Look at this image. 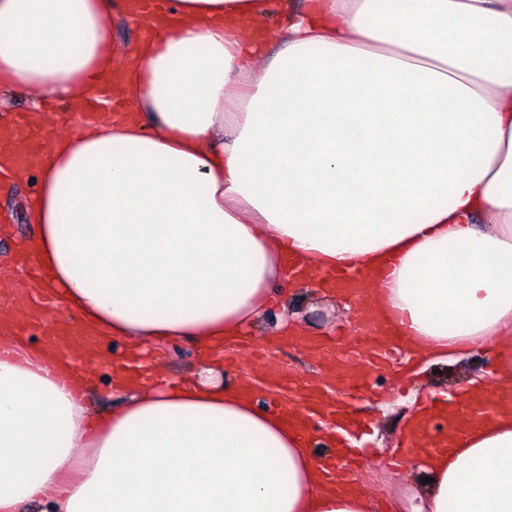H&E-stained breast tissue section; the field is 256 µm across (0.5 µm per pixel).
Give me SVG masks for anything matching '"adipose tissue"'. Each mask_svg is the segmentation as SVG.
<instances>
[{
	"mask_svg": "<svg viewBox=\"0 0 512 512\" xmlns=\"http://www.w3.org/2000/svg\"><path fill=\"white\" fill-rule=\"evenodd\" d=\"M113 0H0V94L81 113L114 68L131 112L23 167L21 250L98 342L180 339L195 379L92 412L98 348L51 352L0 316V512H372L335 452L223 382L224 349L284 287L377 271L361 292L408 338L405 374L490 358L512 386V0H173L116 58ZM277 17L283 50L261 57ZM430 477L426 512H512V406Z\"/></svg>",
	"mask_w": 512,
	"mask_h": 512,
	"instance_id": "1",
	"label": "adipose tissue"
}]
</instances>
